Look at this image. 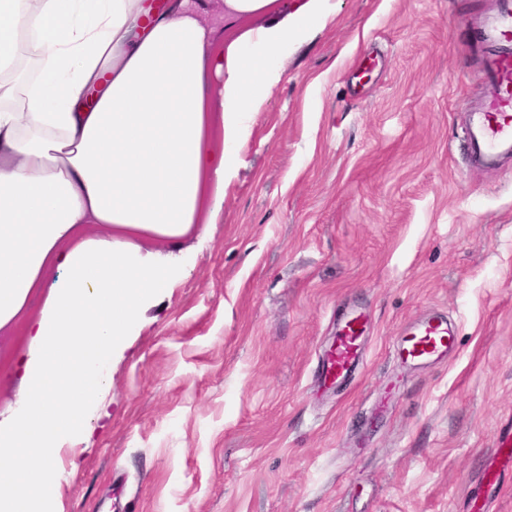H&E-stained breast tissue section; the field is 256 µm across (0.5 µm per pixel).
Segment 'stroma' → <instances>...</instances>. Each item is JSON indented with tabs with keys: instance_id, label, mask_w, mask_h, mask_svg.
Returning <instances> with one entry per match:
<instances>
[{
	"instance_id": "stroma-1",
	"label": "stroma",
	"mask_w": 512,
	"mask_h": 512,
	"mask_svg": "<svg viewBox=\"0 0 512 512\" xmlns=\"http://www.w3.org/2000/svg\"><path fill=\"white\" fill-rule=\"evenodd\" d=\"M259 111L231 112L224 198L175 236L113 230L162 267L60 445L56 512H512V162L470 164L491 0H329ZM440 311L447 363L394 336ZM354 380L324 388L347 317ZM0 381V425L26 394Z\"/></svg>"
}]
</instances>
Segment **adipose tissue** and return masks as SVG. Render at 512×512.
<instances>
[{
	"label": "adipose tissue",
	"instance_id": "1",
	"mask_svg": "<svg viewBox=\"0 0 512 512\" xmlns=\"http://www.w3.org/2000/svg\"><path fill=\"white\" fill-rule=\"evenodd\" d=\"M327 2L224 0L225 28L277 18L226 43L203 0H170L147 24L142 0H0V99L22 95L0 108V330L26 322L40 351L0 430V512H53L58 444L85 428L114 341L167 283L111 238L68 240L82 224L173 236L206 223L205 202L224 197L215 111L268 95L289 38ZM212 75L224 80L216 104Z\"/></svg>",
	"mask_w": 512,
	"mask_h": 512
}]
</instances>
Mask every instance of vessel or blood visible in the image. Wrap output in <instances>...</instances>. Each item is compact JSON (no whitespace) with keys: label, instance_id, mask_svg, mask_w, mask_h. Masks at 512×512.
Wrapping results in <instances>:
<instances>
[{"label":"vessel or blood","instance_id":"1","mask_svg":"<svg viewBox=\"0 0 512 512\" xmlns=\"http://www.w3.org/2000/svg\"><path fill=\"white\" fill-rule=\"evenodd\" d=\"M473 25L483 47L486 92L467 111L465 139L471 159L488 165L512 156V0H493L490 11ZM362 337L359 317L339 328L322 366L323 379L339 383L355 372L364 356ZM394 346L400 358L427 365L447 357L455 337L444 317L436 314L406 328Z\"/></svg>","mask_w":512,"mask_h":512}]
</instances>
